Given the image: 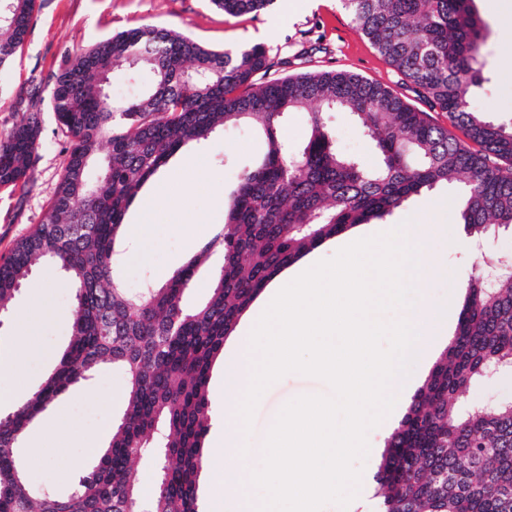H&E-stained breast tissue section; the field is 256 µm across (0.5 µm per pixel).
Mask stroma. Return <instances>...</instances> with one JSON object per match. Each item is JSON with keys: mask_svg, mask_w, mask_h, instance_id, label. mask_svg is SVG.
I'll use <instances>...</instances> for the list:
<instances>
[{"mask_svg": "<svg viewBox=\"0 0 512 512\" xmlns=\"http://www.w3.org/2000/svg\"><path fill=\"white\" fill-rule=\"evenodd\" d=\"M486 24L482 49L486 84L474 104L494 123L512 127V0H476ZM156 26L190 36L203 46L232 50L254 44L269 51L270 76L336 71L380 83L406 100H414L395 68L355 29L340 0H273L266 9L234 16L216 9L210 0H36L23 44L7 69H0V137L30 113H39L42 134L38 160L25 190L0 188V257L43 221L66 162L65 137L57 127L51 90L66 56L80 52L112 34L139 26ZM328 123L336 143L346 154L370 163L371 145L346 112L330 113ZM265 140L247 126H229L207 141L189 142L170 158L130 205L125 224L150 223L148 241L124 237L114 256L116 278L136 291L145 284H165L204 246L195 237L198 225L221 229L230 192L244 168L265 152ZM462 191L448 185L422 192L388 216L391 224L413 220L417 224H443L447 233L429 238V252L442 255L449 278L428 280L419 304L445 307L448 323L436 330L431 350L417 370L423 384L435 362L455 335L465 288L479 269L473 246L458 245L465 231L459 214ZM151 205H144V198ZM11 313L0 324V350L11 351L19 329L17 315L31 310L40 352L14 377L25 391L38 390L54 371L67 349L73 293L62 272L53 266L36 269L29 281L7 301ZM232 354L224 347L214 361L208 384L209 437L224 430V364ZM127 378L115 366L105 365L79 384L61 393L26 431L19 455L31 488L59 497L70 494L77 474L94 464L90 444L107 445L112 425L125 408ZM322 380L297 373L273 383L259 401L252 430L243 440L241 460L258 469L262 444L281 408L290 400L310 394H330ZM465 405L480 409L512 401V377H483L461 397ZM40 441L56 460L43 466L30 455V441Z\"/></svg>", "mask_w": 512, "mask_h": 512, "instance_id": "35a3bbf8", "label": "stroma"}]
</instances>
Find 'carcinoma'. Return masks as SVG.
<instances>
[{
  "label": "carcinoma",
  "instance_id": "cac0c4a2",
  "mask_svg": "<svg viewBox=\"0 0 512 512\" xmlns=\"http://www.w3.org/2000/svg\"><path fill=\"white\" fill-rule=\"evenodd\" d=\"M273 0H211L231 15ZM356 31L430 108L448 113L479 149L429 113L358 75L321 71L274 80L267 50H214L163 28L137 27L66 59L51 93L68 138L66 164L45 219L0 258V304L51 260L73 290L71 342L42 387L0 416V512H199L213 360L240 318L283 268L356 224L381 220L423 190L457 183L470 236L512 228V128L472 108L482 86L484 24L475 0H341ZM36 0H0V67L22 45ZM151 75L136 96L109 91L115 66ZM291 112L310 113L304 148L282 137ZM328 112L350 113L376 154L368 165L337 146ZM249 122L267 144L239 176L225 224L201 254L159 288L114 281L112 257L129 206L190 141ZM41 122L31 114L0 139V187L25 189ZM204 302L185 295L214 253ZM512 364V271L467 285L456 334L389 435L374 475L377 512H512V403L462 409L459 396L486 365ZM121 367L127 404L100 462L66 497L33 494L18 450L29 424L99 365ZM147 448L159 480L141 501L132 463Z\"/></svg>",
  "mask_w": 512,
  "mask_h": 512
}]
</instances>
